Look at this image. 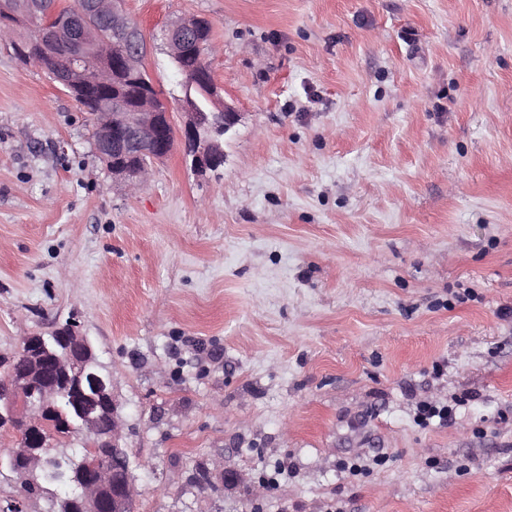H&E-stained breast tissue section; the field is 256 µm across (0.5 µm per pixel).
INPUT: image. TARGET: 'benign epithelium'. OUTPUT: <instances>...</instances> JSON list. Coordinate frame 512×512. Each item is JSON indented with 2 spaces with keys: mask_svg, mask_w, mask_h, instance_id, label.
<instances>
[{
  "mask_svg": "<svg viewBox=\"0 0 512 512\" xmlns=\"http://www.w3.org/2000/svg\"><path fill=\"white\" fill-rule=\"evenodd\" d=\"M208 24L198 17L180 18L164 30L171 59L191 54L190 39L203 46ZM0 42L22 54L28 66L59 57L65 65L52 74L62 89L81 91L91 99L90 114L96 132L95 153L130 191L146 179L151 166L168 157L181 142L192 166L216 170L224 162V137L241 119L229 106L220 112L202 111L191 95L180 98L184 116L179 132H171L170 113L161 111L153 94L144 90L132 99L109 92L118 76L133 75L145 65L147 44L141 28L123 9V0H78L74 6L51 7L48 0H0ZM55 338L64 349L53 353L59 368L57 381L42 386L34 374L15 375L0 386V426L32 429L44 412L60 401L73 403L78 428L97 447L106 445L112 454L123 451L124 419L112 392L110 374L93 366V349L75 328H60ZM112 413V430L102 434L89 424L101 406ZM16 452L26 458L27 468H45L53 460L52 449L41 437L29 434L28 446ZM90 476L72 478L78 487L73 502L81 512H135V478L130 461L121 469L100 459L89 465Z\"/></svg>",
  "mask_w": 512,
  "mask_h": 512,
  "instance_id": "obj_1",
  "label": "benign epithelium"
}]
</instances>
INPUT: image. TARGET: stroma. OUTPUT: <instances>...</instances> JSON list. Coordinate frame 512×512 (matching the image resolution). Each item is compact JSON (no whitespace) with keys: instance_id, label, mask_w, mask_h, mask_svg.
<instances>
[{"instance_id":"stroma-1","label":"stroma","mask_w":512,"mask_h":512,"mask_svg":"<svg viewBox=\"0 0 512 512\" xmlns=\"http://www.w3.org/2000/svg\"><path fill=\"white\" fill-rule=\"evenodd\" d=\"M125 9L162 94L208 20L241 120L130 191L0 44V350L77 322L137 512H512V0ZM208 24L198 17L180 18L171 21L164 30V43L168 54L174 61H178L191 54L190 40L196 39L200 48L208 38Z\"/></svg>"}]
</instances>
